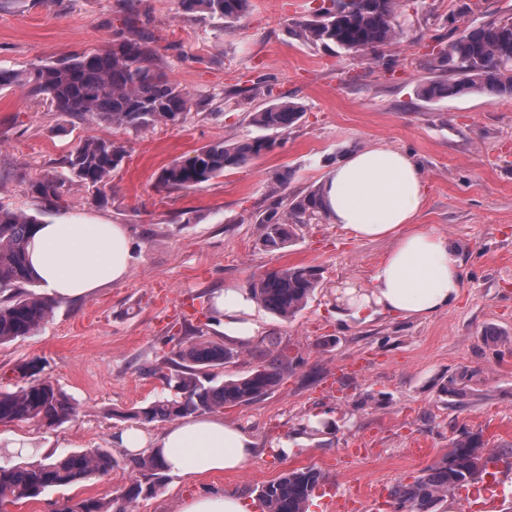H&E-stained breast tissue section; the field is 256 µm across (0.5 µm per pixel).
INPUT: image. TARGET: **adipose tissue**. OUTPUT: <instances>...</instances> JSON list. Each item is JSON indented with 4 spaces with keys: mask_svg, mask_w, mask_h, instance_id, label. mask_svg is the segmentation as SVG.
<instances>
[{
    "mask_svg": "<svg viewBox=\"0 0 512 512\" xmlns=\"http://www.w3.org/2000/svg\"><path fill=\"white\" fill-rule=\"evenodd\" d=\"M326 213L360 239H385L391 247L359 294L340 297L354 314L427 318L459 297L464 259L447 235L419 224L426 193L421 167L403 151L383 145L348 153L321 186ZM34 277L60 301H76L122 281L133 245L121 224L58 216L40 224L28 245ZM116 447L157 453L177 477L206 478L244 469L255 457L253 440L238 424L204 414L168 426L159 436L137 428L116 433Z\"/></svg>",
    "mask_w": 512,
    "mask_h": 512,
    "instance_id": "1",
    "label": "adipose tissue"
}]
</instances>
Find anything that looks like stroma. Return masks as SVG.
I'll list each match as a JSON object with an SVG mask.
<instances>
[{
    "label": "stroma",
    "mask_w": 512,
    "mask_h": 512,
    "mask_svg": "<svg viewBox=\"0 0 512 512\" xmlns=\"http://www.w3.org/2000/svg\"><path fill=\"white\" fill-rule=\"evenodd\" d=\"M314 8V0H252L232 24L184 12L178 0H9L0 8V68L105 50L132 12L170 77L194 98L180 125L133 131L57 112L20 87L0 90V197L37 213L31 185L68 177L72 142L120 141L127 154L106 192L68 182L63 211L126 225L134 244L123 281L58 302L34 334L0 345V386L25 384L19 368L28 364L78 406L75 420L54 428L0 425L1 465L94 448L111 449L118 462L105 478L20 500L14 512L111 499L140 479L112 445L113 434L129 426L122 411L161 393L165 360L191 329L226 342L223 324L210 319L213 295L249 287L279 267H315V296L288 320L254 305V338L230 344L239 356L217 370L224 379L247 374L264 364L269 347L283 357L272 393L221 410L253 436L258 457L238 473L164 476L127 512H179L184 499L205 492L236 494L260 512L259 488L302 467L321 471L309 512H325L329 490L411 483L460 433L481 435L490 452L512 448V97L470 90L427 100L418 93L432 74L427 46L448 31V15L461 14L465 25L512 19V0H408L403 39L375 60L292 36L290 23ZM261 81L272 97L303 107L299 123L276 134L270 152L202 189L159 185L163 167L206 144L263 136L248 117L261 103L252 93ZM376 144L415 158L428 185L420 223L462 249L457 302L426 319L355 318L336 302L338 284L366 283L388 241L356 239L324 216L298 226L289 247L262 244L258 219L275 174L288 172L287 194L303 195L345 154ZM452 379L466 391L459 407L446 391ZM286 441L291 454L274 455Z\"/></svg>",
    "instance_id": "stroma-1"
}]
</instances>
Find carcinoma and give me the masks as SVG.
I'll return each instance as SVG.
<instances>
[{"label":"carcinoma","instance_id":"carcinoma-1","mask_svg":"<svg viewBox=\"0 0 512 512\" xmlns=\"http://www.w3.org/2000/svg\"><path fill=\"white\" fill-rule=\"evenodd\" d=\"M332 7L315 11L311 18L293 22V35L305 43L334 45L362 57L376 58L380 50L404 37L398 22L403 0H331ZM183 11H204L227 23L246 15L250 0H180ZM448 39H436L443 51L434 60L449 77L425 82L420 95L428 100L456 96L470 89L512 97V25L489 21L458 30L456 16L448 17ZM157 49L148 35L135 38L123 33L112 39L103 53H87L58 59L19 71L0 68V90L20 86L32 99H46L55 111L116 128L143 130L159 124L179 125L190 111L192 96L156 63ZM459 77L454 78L452 74ZM303 116L302 106L287 101L266 102L251 113V123L277 133L288 131ZM275 145L270 138L224 140L206 145L185 160L164 167L159 183L169 190H190L248 165ZM127 153L116 140L87 136L79 139L66 157L70 181L105 189ZM288 174L275 178L272 202L260 220L263 245L276 250L292 243L299 224L324 214L321 192L283 196ZM65 180L45 177L33 192L41 200L39 214L14 209L0 200V345L32 335L52 315L55 299L31 290L35 286L27 263V244L39 215L60 210ZM317 270L292 266L272 270L255 279L252 298L283 319L303 310L319 288ZM30 291H25V288ZM236 356L231 349L199 335L178 345L162 375L166 392L145 407L120 414L125 420L174 421L226 405L259 399L280 382L282 360L274 358L261 369L229 379H218L217 366ZM78 414L76 404L52 381L28 382L15 390L0 389V424L36 422L58 427ZM493 456L483 452L480 438L466 434L451 442L442 460L410 484L395 486L390 497L399 512H430L448 494L472 484L486 470ZM130 463L146 478L124 487L119 497L102 501L88 498L66 505L61 512H125V504L155 491L153 477L163 470L153 453L130 456ZM117 462L107 448L71 452L32 466L0 465V502L36 498L51 488L74 486L112 472ZM314 468L292 470L263 485L258 491L263 512H308L313 493L322 481Z\"/></svg>","mask_w":512,"mask_h":512}]
</instances>
